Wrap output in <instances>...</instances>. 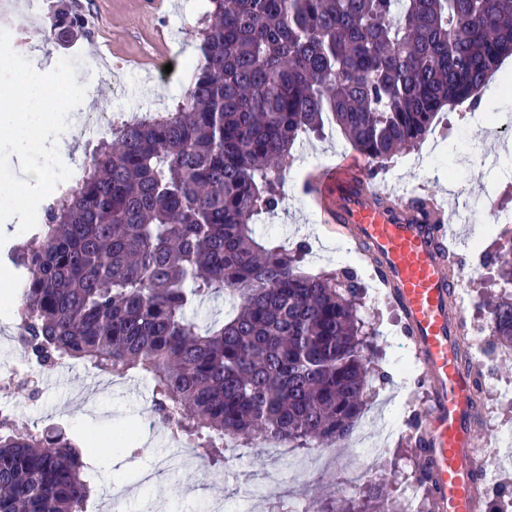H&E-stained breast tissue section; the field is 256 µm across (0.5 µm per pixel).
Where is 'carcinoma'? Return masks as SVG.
I'll return each instance as SVG.
<instances>
[{
    "label": "carcinoma",
    "instance_id": "obj_1",
    "mask_svg": "<svg viewBox=\"0 0 512 512\" xmlns=\"http://www.w3.org/2000/svg\"><path fill=\"white\" fill-rule=\"evenodd\" d=\"M182 104L112 128L76 184L14 247L19 340L52 370L150 379L174 441L226 467L224 438L293 448L349 437L372 376L355 268L309 274L255 236L280 210L293 147L336 123L375 178L418 148L439 113L479 109L512 56V0H209ZM84 23L58 0L47 38ZM502 289L488 305L512 349V238L484 253ZM231 313L202 328L195 303ZM93 440L0 419V512H86ZM372 482L317 512H373Z\"/></svg>",
    "mask_w": 512,
    "mask_h": 512
}]
</instances>
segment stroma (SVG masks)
<instances>
[{
    "mask_svg": "<svg viewBox=\"0 0 512 512\" xmlns=\"http://www.w3.org/2000/svg\"><path fill=\"white\" fill-rule=\"evenodd\" d=\"M80 11L88 23L85 36L67 45L47 39L45 17L27 18L15 9L12 0H0V29L19 35L21 29L35 34L34 39L17 46L18 54L30 60L36 70L57 64L65 55L76 56L89 52L93 43L113 45L117 51L112 68H98L95 72H79L77 78L87 86L88 103L74 110L77 119L91 113L125 115L154 112H172L183 100L184 86L178 83L164 85L146 82L140 70L134 69L115 82L114 68L125 58L157 55L152 31L154 26L164 27L173 45L178 46L180 58L194 60L198 54V37L205 26L209 0H174L175 6L165 19L150 17L143 0H78ZM445 141L439 154L424 168L412 165V154L392 158L382 177L376 179L379 190L395 188L411 190L424 186L437 196L445 198L450 206L461 211H474L473 223L465 225L466 239L483 235L485 250H498L501 242L496 232L490 231V213L499 207L512 208V190L500 183L493 169L471 171L469 157L512 155V134L497 131L495 123L479 127L471 125L465 112H451L437 127ZM297 154L322 156L323 167L333 166L339 157L351 155L335 127L324 126L321 134L303 138L296 146ZM301 178L288 173L284 191L286 205L272 216H261L259 224L272 235L278 245L298 236L307 237L311 252L303 270L317 273L323 269L340 267L348 263L357 265L365 285L366 299L361 314L371 324L374 336V359L388 372L390 379L376 383L367 404L370 420L363 433L348 437L340 446L332 448L324 458L325 469L316 481L313 492L293 497L288 485L267 477L271 463L264 455L262 440L256 439L240 445V455L234 465L216 469L198 464L191 476L198 495L191 500L164 499L169 512H202L204 503L218 501L223 512H234L232 498L240 489L251 484L264 487L263 497L254 504L253 512H271L275 502H293L297 512H314L319 503L332 500L333 488L346 487L342 472L345 464L356 461L361 448L377 446L385 451L382 484L386 492V512H401L404 493L415 471L425 468L426 460L409 440L411 408L425 402L430 387L421 367H413L406 377H399L400 358H413L411 343L403 334V317L390 301L375 293V279L367 264L358 263L356 256L341 259L336 252L338 238L328 225L322 224L318 211L300 193ZM8 247H0V360H19L12 331L15 327V300L12 286L20 276L8 258ZM38 397H31L27 386L0 382V400L15 403L17 428H45L61 426L76 435L95 434L101 442L91 464L97 471L99 487H106L113 473H120L130 489L128 512H137L136 504L144 493L158 494L164 488L180 483L183 472L174 470L159 474L151 486H143L139 478L152 469L157 458L178 456L184 446L169 439V429L149 412L151 384L140 376L99 375L81 363L71 361L52 372L42 373ZM484 410L481 422L473 435L475 448L486 452L492 439H505L512 435V399L499 395L503 386H512V350H497L491 358L483 360L481 371ZM132 428L136 431L139 448L137 455L113 448L108 439L112 432Z\"/></svg>",
    "mask_w": 512,
    "mask_h": 512,
    "instance_id": "obj_1",
    "label": "stroma"
}]
</instances>
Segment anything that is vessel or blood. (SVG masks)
Wrapping results in <instances>:
<instances>
[{
	"mask_svg": "<svg viewBox=\"0 0 512 512\" xmlns=\"http://www.w3.org/2000/svg\"><path fill=\"white\" fill-rule=\"evenodd\" d=\"M362 157H348L322 172L310 188L322 223L337 234L369 246V261L404 317V332L425 367L431 401L420 434L428 474L440 512H479L483 472L472 446V404L478 366L463 367L458 347L464 317L450 301L467 280L462 266L450 264L439 236L457 232L460 213L434 199L378 189Z\"/></svg>",
	"mask_w": 512,
	"mask_h": 512,
	"instance_id": "b4317fda",
	"label": "vessel or blood"
}]
</instances>
